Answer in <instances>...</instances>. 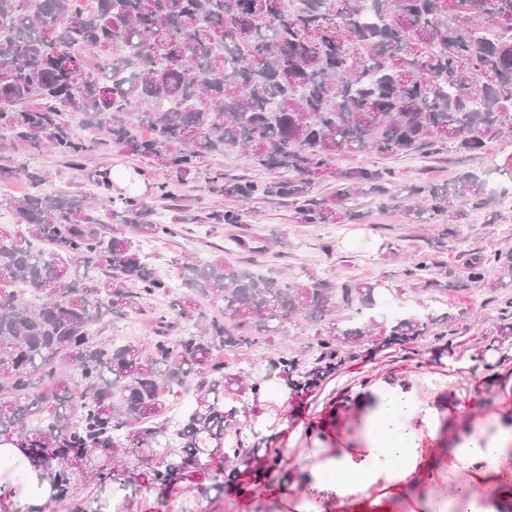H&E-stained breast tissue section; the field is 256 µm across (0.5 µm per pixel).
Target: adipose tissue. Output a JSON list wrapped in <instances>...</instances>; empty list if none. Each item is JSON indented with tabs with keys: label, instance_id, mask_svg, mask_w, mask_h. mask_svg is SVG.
I'll use <instances>...</instances> for the list:
<instances>
[{
	"label": "adipose tissue",
	"instance_id": "1",
	"mask_svg": "<svg viewBox=\"0 0 512 512\" xmlns=\"http://www.w3.org/2000/svg\"><path fill=\"white\" fill-rule=\"evenodd\" d=\"M356 422L343 446L314 441L289 473L294 512H512V415L457 424L438 407H423L400 380L363 394ZM438 445L450 449L444 469ZM333 470L341 480H327ZM477 484L486 493L481 506L467 494Z\"/></svg>",
	"mask_w": 512,
	"mask_h": 512
}]
</instances>
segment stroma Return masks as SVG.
Masks as SVG:
<instances>
[{
	"label": "stroma",
	"instance_id": "35a3bbf8",
	"mask_svg": "<svg viewBox=\"0 0 512 512\" xmlns=\"http://www.w3.org/2000/svg\"><path fill=\"white\" fill-rule=\"evenodd\" d=\"M511 153L509 138L484 152L443 151L428 157H377L371 161L363 155L343 154L335 164L344 170L370 161L390 168L399 184H444L465 171L484 172L488 162H503ZM116 164L139 170L147 181L143 198L153 205L156 219L182 229L179 236L153 242L149 251L152 262L170 279H177L186 256L201 255L285 281L311 275L337 282L368 281L375 284L379 296L405 313L452 318L455 358H435L432 336H423L349 363L303 404L293 403L284 390L261 399L255 411L261 421L260 435L268 447L280 449V464L267 477L239 471L237 481L250 490L261 488L271 512H291L281 490L287 485L296 455L310 448L317 436L330 448L345 441L351 434L354 400L361 389L373 383L410 380L424 398L445 392L451 398L453 416L462 420L512 411V356L503 361L498 353L485 349L500 321L501 301L507 291L470 282L465 268L470 254L512 251V204L498 200L485 207H467L466 218L448 226L436 220L411 223L398 200L384 206L371 203L363 223L331 225L299 223L285 202L268 198L251 204L244 224H216L211 214L224 212L232 202L211 192L208 181L217 172L229 178L259 177V170L244 156L235 151L211 156L184 176L140 162L101 133L94 150L77 169L53 152L0 137V169L9 173L8 178H0V222L17 221L9 203L28 188L19 169L49 173L45 192L81 194L100 180L104 168ZM161 184L168 191L164 199L157 193ZM423 255L437 264L430 285L411 274L414 262ZM282 333L283 340L249 356L234 355L239 371L253 377L254 364H267L280 352L282 343L305 350L314 343V330L304 323L286 324ZM482 350L487 356L480 362L476 356Z\"/></svg>",
	"mask_w": 512,
	"mask_h": 512
}]
</instances>
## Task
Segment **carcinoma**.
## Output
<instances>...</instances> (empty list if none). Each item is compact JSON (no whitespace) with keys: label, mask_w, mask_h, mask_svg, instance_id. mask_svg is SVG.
Returning a JSON list of instances; mask_svg holds the SVG:
<instances>
[{"label":"carcinoma","mask_w":512,"mask_h":512,"mask_svg":"<svg viewBox=\"0 0 512 512\" xmlns=\"http://www.w3.org/2000/svg\"><path fill=\"white\" fill-rule=\"evenodd\" d=\"M70 112L124 153L182 175L238 149L280 176L217 173L213 191L286 199L303 224H360L359 199L396 198L394 173L340 171L337 155L482 152L512 133V0H86L80 10L74 0H0V134L78 167L93 143ZM325 179L333 191L314 194ZM104 187L17 197L18 223L0 224V441L28 451L65 512H131L149 495L174 512L175 491L224 494L235 463L273 471L279 449L241 435L246 394L276 379L306 397L356 358L349 341L380 350L433 322H378L369 282L262 279L195 256L179 272L188 293L147 309L171 287L142 242L179 229ZM400 191L416 224H457L465 204H489L474 172ZM111 215L125 231L106 225ZM490 265L493 287H512V257L500 251L469 259L468 278L484 282ZM199 296L224 303L233 326L203 316ZM342 311L361 325L340 326ZM133 315L149 316L148 342L103 335L105 321ZM297 319L316 327L314 352L283 350L250 383L224 360ZM189 387L192 407L175 420L170 399ZM76 472L93 493L72 485Z\"/></svg>","instance_id":"1"}]
</instances>
